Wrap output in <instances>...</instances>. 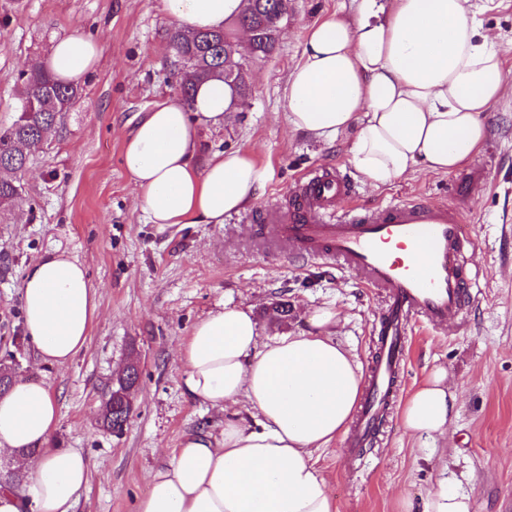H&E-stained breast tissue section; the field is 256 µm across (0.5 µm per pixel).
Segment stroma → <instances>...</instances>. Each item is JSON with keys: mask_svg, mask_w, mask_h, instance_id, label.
<instances>
[{"mask_svg": "<svg viewBox=\"0 0 512 512\" xmlns=\"http://www.w3.org/2000/svg\"><path fill=\"white\" fill-rule=\"evenodd\" d=\"M354 0H290L276 51L251 62L250 97L223 127H202L193 162L224 151L254 152L269 170L258 200L221 224H151L122 165L139 119L177 92L167 45L172 20L161 0H0V128L17 118L16 78L69 35L98 40L101 57L82 94L31 156L21 196L0 206V364L44 382L60 411L51 446L74 448L91 472L73 512H136L153 473L193 436H219L224 421L181 386L177 349L193 325L224 303L249 305L263 340L308 327L310 313H341L332 334L369 366L385 308L351 272L259 250L247 227L285 201L298 179L325 169L350 180L355 204L428 199L463 212L474 226L469 254L478 292L460 323L408 327L403 381L413 393L432 367L448 369L457 416L447 439L405 433L392 408L376 443L358 453L337 442L313 451L338 512H424L439 481L467 492L472 512H512V94L488 112L487 136L468 161L483 188L455 194L456 173L416 171L374 189L348 161L345 138L327 143L291 130L283 88L301 58L307 28L322 16L353 14ZM482 26L494 36L512 81V0H485ZM59 250L77 259L97 291L99 315L82 352L58 366L39 361L23 324L19 288L28 265ZM291 309L276 321L275 302ZM140 365L134 407L122 433L102 428L99 410L128 361Z\"/></svg>", "mask_w": 512, "mask_h": 512, "instance_id": "stroma-1", "label": "stroma"}]
</instances>
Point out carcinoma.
Instances as JSON below:
<instances>
[{
	"label": "carcinoma",
	"instance_id": "carcinoma-1",
	"mask_svg": "<svg viewBox=\"0 0 512 512\" xmlns=\"http://www.w3.org/2000/svg\"><path fill=\"white\" fill-rule=\"evenodd\" d=\"M285 0H246L238 24L252 35L251 55L268 57L278 42L279 28L270 26L271 19L287 11ZM180 75L183 98L192 102L199 83L224 79L231 86L240 105L248 97V73L245 58L238 54L232 32L221 29L186 34L177 27L167 33ZM19 110L12 125L0 130V203L12 202L21 190L20 175L30 162L35 145L47 139L61 115L81 95V88L58 80L44 65L35 60L17 79ZM138 368L132 366L125 379L117 383L104 403L101 420L108 429L123 430L130 408L124 405L119 391H128L138 380Z\"/></svg>",
	"mask_w": 512,
	"mask_h": 512
}]
</instances>
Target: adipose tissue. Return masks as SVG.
Listing matches in <instances>:
<instances>
[{"label":"adipose tissue","instance_id":"ef3b65f1","mask_svg":"<svg viewBox=\"0 0 512 512\" xmlns=\"http://www.w3.org/2000/svg\"><path fill=\"white\" fill-rule=\"evenodd\" d=\"M186 32L219 30L244 0H162ZM470 0H357L352 17L315 21L288 76L289 127L327 142L349 140V162L376 188L420 167L459 168L482 146L486 115L508 83L496 42L481 31ZM100 58L96 39L56 41L45 61L80 85ZM238 106L223 81L193 100L171 96L138 122L123 167L151 224H220L254 203L268 178L253 154L193 164L200 127L223 126ZM25 333L41 362L69 363L85 346L98 298L79 262L53 252L32 262L19 288ZM332 307L315 309L309 329L265 342L251 307L224 305L196 323L179 349L182 384L225 415L215 440L188 439L157 471L136 512H337L313 450L340 440L361 390L359 364L331 334ZM435 368L401 412L405 430L445 435L456 397ZM59 407L44 382L20 377L0 396V454L26 473L23 489L0 490V512H72L89 461L47 442Z\"/></svg>","mask_w":512,"mask_h":512}]
</instances>
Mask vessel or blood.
Returning a JSON list of instances; mask_svg holds the SVG:
<instances>
[{
    "label": "vessel or blood",
    "mask_w": 512,
    "mask_h": 512,
    "mask_svg": "<svg viewBox=\"0 0 512 512\" xmlns=\"http://www.w3.org/2000/svg\"><path fill=\"white\" fill-rule=\"evenodd\" d=\"M353 185L336 173L301 178L287 207L273 208L258 236L262 249L311 261L340 262L387 296L377 361L368 371L349 445L363 447L383 426L405 362V325L419 316L441 325L458 321L473 297L476 276L466 263L475 240L463 213L422 200L382 208L341 209Z\"/></svg>",
    "instance_id": "1"
}]
</instances>
